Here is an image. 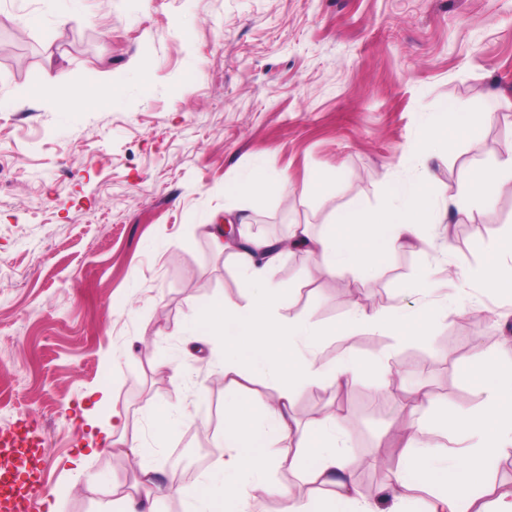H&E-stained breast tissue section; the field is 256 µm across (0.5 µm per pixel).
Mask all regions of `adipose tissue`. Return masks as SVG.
<instances>
[{"label": "adipose tissue", "mask_w": 512, "mask_h": 512, "mask_svg": "<svg viewBox=\"0 0 512 512\" xmlns=\"http://www.w3.org/2000/svg\"><path fill=\"white\" fill-rule=\"evenodd\" d=\"M122 98L118 86L102 92L94 84L72 86L48 78L1 98L0 112L37 100L53 111L69 113L92 104L115 106ZM434 178L428 155H421L413 180L390 182L382 208L353 204L340 211L331 230L320 236L309 235L304 225H294L288 246L304 249L318 269L328 274L342 268L370 273L384 255L422 240L437 209L430 192ZM466 182L465 192L448 202L458 215L467 213L472 198L490 197L502 185L512 184V152L494 168L470 172ZM204 231L219 250L230 251L249 298L241 305L216 296L190 316L196 330L223 345L224 379L234 394L224 404V452L211 459L201 489L188 492V512H251L259 497L273 493L284 500V512H329L317 500L276 487L270 472L283 467L297 471L305 482L335 486L344 512H380L378 503L365 499L354 482L355 465L341 416L321 415L301 424L293 408L304 388L321 382L342 386L362 371L388 377L391 368L380 361L365 365L350 356L336 365H323L318 358L320 327L307 318L285 321L275 314L282 292L269 280L270 269L280 258L273 240L245 230L242 247L231 248L221 226L208 224ZM363 326L387 333L402 330L418 338L429 335L426 322L407 324L401 312H371L360 306L334 331L350 339ZM503 350L504 357L481 360L473 374L486 395L480 408L455 412L422 403L409 408L407 468L393 472L382 488L383 500L401 506L414 485L429 495L424 512H512V490H498L488 473L489 462L512 447V339L504 341ZM250 373L271 380L276 398L267 401L257 393L248 397L236 393L240 379ZM433 432L462 440L465 446L449 456L433 454L422 442L424 435ZM100 443L137 456L139 468L134 491H126L117 477L109 478L112 496L102 502L99 512H157L169 488L158 478L151 449L115 428L102 431ZM476 486L484 487L485 501L472 496Z\"/></svg>", "instance_id": "adipose-tissue-1"}]
</instances>
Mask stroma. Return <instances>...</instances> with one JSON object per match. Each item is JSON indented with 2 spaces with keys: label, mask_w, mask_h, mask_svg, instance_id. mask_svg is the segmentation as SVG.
<instances>
[{
  "label": "stroma",
  "mask_w": 512,
  "mask_h": 512,
  "mask_svg": "<svg viewBox=\"0 0 512 512\" xmlns=\"http://www.w3.org/2000/svg\"><path fill=\"white\" fill-rule=\"evenodd\" d=\"M32 13L43 28L27 25ZM143 57L153 63L147 94L134 74ZM46 74L71 85L109 77L126 95L69 114L36 101L0 112V431L24 415L40 422L39 468L58 491L29 512H95L108 476L137 468L133 455L86 450L85 412L102 387L162 477L182 464L200 482L201 460L220 446L225 385L187 317L214 296L246 295L201 225L246 222L268 238L304 224L319 235L352 201L380 208L387 176L416 174L421 129L449 108L485 121L432 161L431 244L389 254L366 277L323 273L292 251L270 279L287 294L282 317L325 327L356 305L421 314L429 299L409 282L461 288L484 306L434 323L423 341L370 328L350 344L324 337L322 350L381 355L395 370L391 385L359 373L304 390L294 406L302 423L340 412L365 498L383 486L375 453L402 460L388 427L408 404L482 403L468 374L512 332L500 318L512 295L478 273L512 228V185L461 219L446 204L468 172L495 167L512 146V108L499 101L512 98V0H82L75 11L64 0H0V97ZM257 164L287 177L286 190L225 196ZM154 409L182 427L158 440Z\"/></svg>",
  "instance_id": "35a3bbf8"
}]
</instances>
